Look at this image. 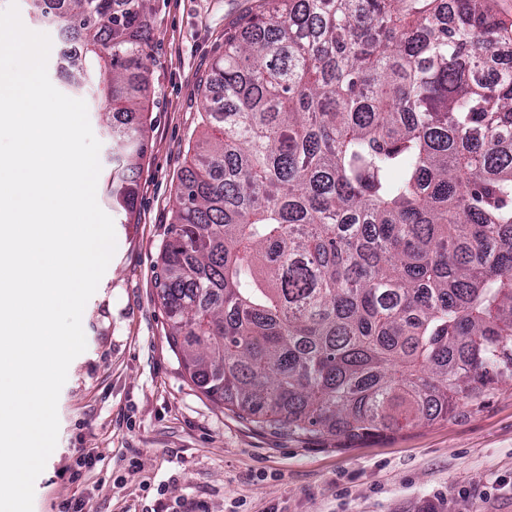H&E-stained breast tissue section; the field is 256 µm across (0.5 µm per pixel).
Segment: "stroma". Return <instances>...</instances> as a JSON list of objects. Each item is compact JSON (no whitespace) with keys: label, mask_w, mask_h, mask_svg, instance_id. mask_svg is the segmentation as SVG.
I'll return each mask as SVG.
<instances>
[{"label":"stroma","mask_w":512,"mask_h":512,"mask_svg":"<svg viewBox=\"0 0 512 512\" xmlns=\"http://www.w3.org/2000/svg\"><path fill=\"white\" fill-rule=\"evenodd\" d=\"M146 155L130 223L82 314L55 450L33 512H512V383L479 406L395 434L336 443L240 419L197 390L168 341L158 256L224 39L263 0H153ZM96 449L75 470L77 449Z\"/></svg>","instance_id":"35a3bbf8"}]
</instances>
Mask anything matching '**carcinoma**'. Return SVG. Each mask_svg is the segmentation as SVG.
<instances>
[{"mask_svg": "<svg viewBox=\"0 0 512 512\" xmlns=\"http://www.w3.org/2000/svg\"><path fill=\"white\" fill-rule=\"evenodd\" d=\"M36 0L112 131L130 223L151 0ZM268 0L224 39L159 298L190 382L336 441L446 419L512 381V23L493 0Z\"/></svg>", "mask_w": 512, "mask_h": 512, "instance_id": "carcinoma-1", "label": "carcinoma"}]
</instances>
